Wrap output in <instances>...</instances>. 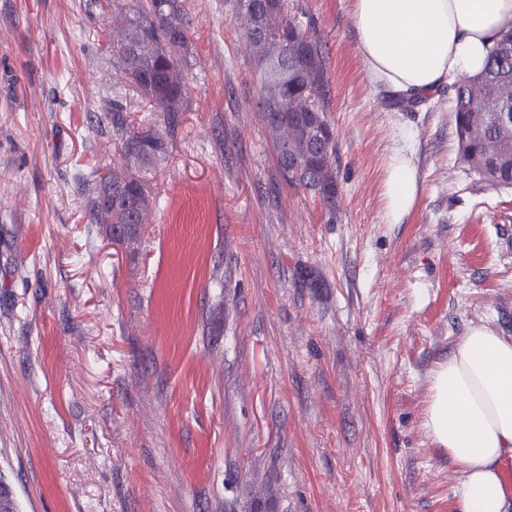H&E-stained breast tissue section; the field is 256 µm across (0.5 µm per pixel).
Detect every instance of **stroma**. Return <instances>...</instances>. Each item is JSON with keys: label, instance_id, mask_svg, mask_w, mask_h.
Masks as SVG:
<instances>
[{"label": "stroma", "instance_id": "obj_1", "mask_svg": "<svg viewBox=\"0 0 512 512\" xmlns=\"http://www.w3.org/2000/svg\"><path fill=\"white\" fill-rule=\"evenodd\" d=\"M326 41L335 210L285 183L233 0H178L188 83L152 209L114 243L88 182L113 100L156 118L110 41L135 0H0V473L20 512H459L430 382L470 329L512 336V189L458 154L454 92L371 84L352 0ZM417 197L384 219L400 127Z\"/></svg>", "mask_w": 512, "mask_h": 512}]
</instances>
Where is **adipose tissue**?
I'll list each match as a JSON object with an SVG mask.
<instances>
[{"instance_id":"1","label":"adipose tissue","mask_w":512,"mask_h":512,"mask_svg":"<svg viewBox=\"0 0 512 512\" xmlns=\"http://www.w3.org/2000/svg\"><path fill=\"white\" fill-rule=\"evenodd\" d=\"M358 53L368 79L402 94H430L479 72L512 29V0H354ZM414 136L400 128L384 180L387 223L414 206ZM427 429L462 470L460 512H512L503 465L512 460V337L473 328L436 368Z\"/></svg>"}]
</instances>
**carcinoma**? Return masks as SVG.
<instances>
[{
	"mask_svg": "<svg viewBox=\"0 0 512 512\" xmlns=\"http://www.w3.org/2000/svg\"><path fill=\"white\" fill-rule=\"evenodd\" d=\"M233 8L249 18L243 35L260 82L255 109L276 152L280 176L335 208L336 133L328 117L331 77L321 32L302 23L303 12L290 0H234ZM189 39L175 0H137L115 52L146 103H166L164 127H136L127 122L125 106L112 101L107 117L124 173L97 171L88 196L89 223H105L91 212L109 178L112 232L144 222L150 197L143 172L167 154L175 113L186 95L182 52ZM453 90L462 160L480 180L512 188V32L490 51L480 73L460 78ZM287 99L298 105L283 111Z\"/></svg>",
	"mask_w": 512,
	"mask_h": 512,
	"instance_id": "obj_1",
	"label": "carcinoma"
}]
</instances>
